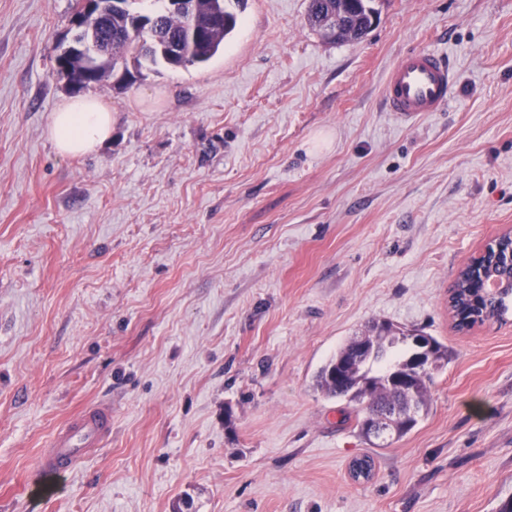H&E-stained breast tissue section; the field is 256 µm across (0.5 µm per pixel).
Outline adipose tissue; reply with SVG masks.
Here are the masks:
<instances>
[{"label": "adipose tissue", "instance_id": "1", "mask_svg": "<svg viewBox=\"0 0 512 512\" xmlns=\"http://www.w3.org/2000/svg\"><path fill=\"white\" fill-rule=\"evenodd\" d=\"M48 133L62 155L96 152L112 136V107L92 95L71 98L54 112Z\"/></svg>", "mask_w": 512, "mask_h": 512}]
</instances>
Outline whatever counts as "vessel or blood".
Returning a JSON list of instances; mask_svg holds the SVG:
<instances>
[{"label": "vessel or blood", "mask_w": 512, "mask_h": 512, "mask_svg": "<svg viewBox=\"0 0 512 512\" xmlns=\"http://www.w3.org/2000/svg\"><path fill=\"white\" fill-rule=\"evenodd\" d=\"M455 68L445 55L430 48L405 51L389 69L383 99L400 122L408 123L449 104ZM112 435V409L103 404L86 406L54 435L49 450L37 464L45 483H53Z\"/></svg>", "instance_id": "b4317fda"}]
</instances>
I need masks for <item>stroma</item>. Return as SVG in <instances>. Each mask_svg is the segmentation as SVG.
Returning <instances> with one entry per match:
<instances>
[{
	"label": "stroma",
	"mask_w": 512,
	"mask_h": 512,
	"mask_svg": "<svg viewBox=\"0 0 512 512\" xmlns=\"http://www.w3.org/2000/svg\"><path fill=\"white\" fill-rule=\"evenodd\" d=\"M72 3L0 0V512H498L512 319L457 331L448 289L512 230V0H375L336 43L308 0H245L207 64L90 87L112 138L67 157ZM417 46L457 83L404 125L382 89ZM375 320L451 353L387 448L316 384ZM95 402L110 440L42 493L39 457Z\"/></svg>",
	"instance_id": "35a3bbf8"
}]
</instances>
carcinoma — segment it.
<instances>
[{
  "label": "carcinoma",
  "mask_w": 512,
  "mask_h": 512,
  "mask_svg": "<svg viewBox=\"0 0 512 512\" xmlns=\"http://www.w3.org/2000/svg\"><path fill=\"white\" fill-rule=\"evenodd\" d=\"M104 4L101 20L95 26L98 41L112 48L97 70L83 73L82 59L65 58L56 69L58 75L67 79L77 89L88 88L123 70L128 71L129 62L138 65L147 62H163L172 68H188L208 63L221 50L224 42L237 27L235 8L244 0H186L183 12L170 10L168 0H157L159 6L152 11L155 21L136 24L138 12L130 8L134 0H101ZM374 0H309L308 21L320 27L322 19L329 15H341L339 41L362 38L374 25L378 10ZM500 259L483 266L484 274L495 272L511 277L512 267L504 257L512 247L509 235H503ZM475 285V273L466 266L454 281L449 295V308L458 330H468L486 323H503L512 310V290L486 297ZM414 331L395 330L389 338L379 339L376 356L378 363L360 371L341 369L340 364L355 360L357 352L353 345L346 344L321 369L317 386L328 397L345 398L353 404L355 424L362 435H367L368 418L375 411L398 410L404 418L397 422L390 435L369 440L375 448H387L418 424L419 419L430 410L429 389L433 372L448 365V347L432 336L427 337L433 366L417 374L411 369L409 358L413 346L409 338Z\"/></svg>",
  "instance_id": "carcinoma-1"
}]
</instances>
